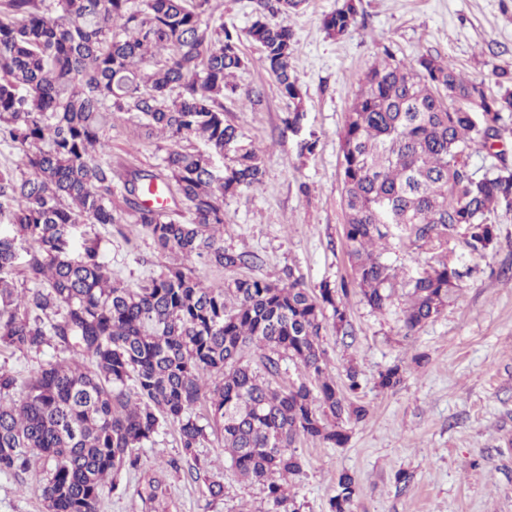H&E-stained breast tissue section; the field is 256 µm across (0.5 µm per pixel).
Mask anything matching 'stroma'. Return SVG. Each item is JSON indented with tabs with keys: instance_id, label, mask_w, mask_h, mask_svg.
<instances>
[{
	"instance_id": "35a3bbf8",
	"label": "stroma",
	"mask_w": 512,
	"mask_h": 512,
	"mask_svg": "<svg viewBox=\"0 0 512 512\" xmlns=\"http://www.w3.org/2000/svg\"><path fill=\"white\" fill-rule=\"evenodd\" d=\"M344 2L307 0L288 19L303 97L300 134L284 125L292 105L262 67L260 49L243 45L249 62L236 81L253 100L225 99L224 119L256 147L264 182L225 197L224 248L255 253L258 261L232 268L197 262L205 284L221 287L245 277L276 282L287 270L314 291L326 281H351L340 134L367 66L384 53L408 64L432 54L489 88L498 71H512V0H356V27L330 37L322 18ZM304 139L314 141L315 150L303 156ZM108 141L112 166L123 175L153 168L162 155L157 141L123 119ZM490 220L497 226L494 248L477 255L457 247L464 277L455 299L416 332L403 328L407 297L401 292L382 311L350 292L347 336L324 329L337 381H344L348 365L361 370L357 396L369 413L351 425L344 446L298 442L305 466L289 485L299 512H329L345 471L359 485L351 512H512V212L492 213ZM94 231L113 278L129 287L175 261L141 225ZM393 364L404 369V382L380 389L379 372ZM138 454V468L122 471L117 489L103 492L99 512H279L238 476L219 435L196 449L195 478L174 429ZM172 459L180 470L169 467ZM47 465L36 454L28 473H0V512H45L34 476ZM402 471L411 476L408 484L396 481ZM153 478L162 481L164 494L148 501L142 492ZM214 480L224 485L218 498L208 491Z\"/></svg>"
}]
</instances>
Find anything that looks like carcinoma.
Returning <instances> with one entry per match:
<instances>
[{
    "instance_id": "1",
    "label": "carcinoma",
    "mask_w": 512,
    "mask_h": 512,
    "mask_svg": "<svg viewBox=\"0 0 512 512\" xmlns=\"http://www.w3.org/2000/svg\"><path fill=\"white\" fill-rule=\"evenodd\" d=\"M303 0H255L248 36L260 62L293 103L285 125L297 134L304 113L293 79L288 16ZM357 25L355 0L324 15L328 35ZM246 59L239 37L224 28L212 0H0V142L19 160L0 168V346L38 350L54 339L66 354L33 371L21 401L17 379L0 369V473L29 471L34 453L51 461L36 475L46 512H98L109 476L137 466L136 449L177 428L184 453L220 433L236 471L283 512L286 479L302 473V439L334 447L368 409L331 374L320 336L325 319L347 335V285L314 293L288 273L278 283L237 279L203 284L194 260L222 267L257 262L224 250L223 199L256 188V149L224 120V97L252 101L233 81ZM498 90L468 81L432 56L404 63L387 52L364 74L340 137L344 236L352 284L383 310L408 289L403 327L411 334L448 306L464 272L450 248L494 246L491 212L512 211V166L502 155L478 175L466 164L489 150L502 114L512 112V72ZM128 117L170 141L152 170L115 183L107 133ZM198 141L203 149L182 143ZM162 190L173 206L150 208ZM119 195L123 205L114 204ZM139 224L158 250L178 262L137 288L112 273L99 240L84 227ZM84 236L76 249L77 235ZM437 254L436 265L406 276L383 258L395 246ZM25 278L13 280L19 250ZM259 353L262 368L245 360ZM295 363L290 385L275 381ZM403 380L399 366L379 386ZM205 403V421L196 413ZM355 477L338 476L331 512H351Z\"/></svg>"
}]
</instances>
